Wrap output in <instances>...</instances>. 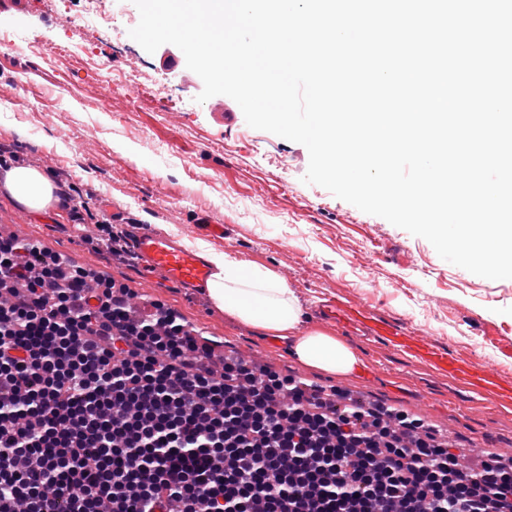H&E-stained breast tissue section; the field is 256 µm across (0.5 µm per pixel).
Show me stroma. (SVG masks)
Segmentation results:
<instances>
[{
    "instance_id": "1",
    "label": "stroma",
    "mask_w": 512,
    "mask_h": 512,
    "mask_svg": "<svg viewBox=\"0 0 512 512\" xmlns=\"http://www.w3.org/2000/svg\"><path fill=\"white\" fill-rule=\"evenodd\" d=\"M28 13L0 6V143L19 165L55 169L82 193L85 209L19 206L0 188V226L41 241L70 263L101 269L132 288L137 301L159 299L198 326L219 349L351 391L436 426L460 462L473 467L485 448L512 458V400L480 393L424 361L347 326L320 320L328 299L366 304L374 314L425 333L448 353L512 381V279L490 280L455 266L424 238L365 213L325 188L304 183L302 144L250 127L234 100L205 102L200 77L182 51L165 44L147 53L123 21L118 41L92 37L86 23L57 26L50 0ZM88 46L93 60L57 53ZM148 81L118 80L129 59ZM184 91L172 102L166 90ZM119 205L114 229L147 224L179 243L215 249L283 276L304 312L303 329L349 343L361 357L354 372L331 375L301 362L286 341L218 311L211 300L164 279L145 281L137 260L108 259L95 219Z\"/></svg>"
}]
</instances>
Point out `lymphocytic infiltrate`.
Listing matches in <instances>:
<instances>
[{"label": "lymphocytic infiltrate", "instance_id": "lymphocytic-infiltrate-1", "mask_svg": "<svg viewBox=\"0 0 512 512\" xmlns=\"http://www.w3.org/2000/svg\"><path fill=\"white\" fill-rule=\"evenodd\" d=\"M155 301L0 235V512H512L407 414L228 359Z\"/></svg>", "mask_w": 512, "mask_h": 512}]
</instances>
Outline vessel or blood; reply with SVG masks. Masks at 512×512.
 <instances>
[{
	"label": "vessel or blood",
	"mask_w": 512,
	"mask_h": 512,
	"mask_svg": "<svg viewBox=\"0 0 512 512\" xmlns=\"http://www.w3.org/2000/svg\"><path fill=\"white\" fill-rule=\"evenodd\" d=\"M131 248L146 280L161 277L176 287L198 291L206 288L211 278L212 269L199 252L175 243L154 227H137L131 235ZM319 315L346 322L360 332L424 359L454 380L505 400L512 398L511 381L503 380L483 366L449 354L422 333L385 322L361 303L330 300L321 305Z\"/></svg>",
	"instance_id": "vessel-or-blood-1"
}]
</instances>
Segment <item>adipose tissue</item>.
<instances>
[{
  "mask_svg": "<svg viewBox=\"0 0 512 512\" xmlns=\"http://www.w3.org/2000/svg\"><path fill=\"white\" fill-rule=\"evenodd\" d=\"M0 188L31 212L46 210L54 200L51 182L32 167L6 170ZM205 256L214 269L207 293L217 310L289 341L300 361L324 372L347 374L359 366L357 353L345 341L319 330L302 331V308L276 272L212 249Z\"/></svg>",
  "mask_w": 512,
  "mask_h": 512,
  "instance_id": "adipose-tissue-1",
  "label": "adipose tissue"
}]
</instances>
